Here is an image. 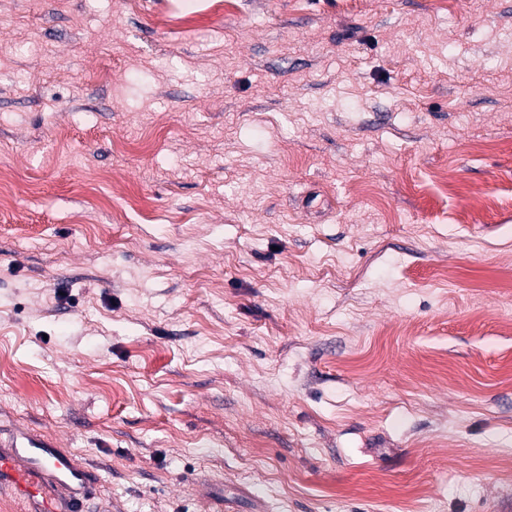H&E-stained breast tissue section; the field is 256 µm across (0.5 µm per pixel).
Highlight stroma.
<instances>
[{
  "mask_svg": "<svg viewBox=\"0 0 512 512\" xmlns=\"http://www.w3.org/2000/svg\"><path fill=\"white\" fill-rule=\"evenodd\" d=\"M0 173L83 512H512V0H0Z\"/></svg>",
  "mask_w": 512,
  "mask_h": 512,
  "instance_id": "stroma-1",
  "label": "stroma"
}]
</instances>
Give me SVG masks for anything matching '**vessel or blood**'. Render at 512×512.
Returning a JSON list of instances; mask_svg holds the SVG:
<instances>
[{
  "label": "vessel or blood",
  "instance_id": "b4317fda",
  "mask_svg": "<svg viewBox=\"0 0 512 512\" xmlns=\"http://www.w3.org/2000/svg\"><path fill=\"white\" fill-rule=\"evenodd\" d=\"M89 471L53 438L15 429L9 441H0V489L9 490L28 512H66L59 492H88Z\"/></svg>",
  "mask_w": 512,
  "mask_h": 512
}]
</instances>
